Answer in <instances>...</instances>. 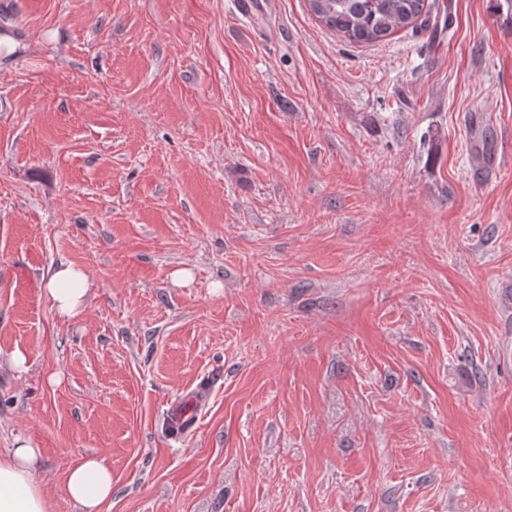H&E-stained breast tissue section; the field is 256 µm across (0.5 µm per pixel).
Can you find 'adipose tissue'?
<instances>
[{
    "label": "adipose tissue",
    "mask_w": 512,
    "mask_h": 512,
    "mask_svg": "<svg viewBox=\"0 0 512 512\" xmlns=\"http://www.w3.org/2000/svg\"><path fill=\"white\" fill-rule=\"evenodd\" d=\"M90 290L86 273L70 263L52 268L43 288L55 315L65 320L83 313ZM40 458L39 448L23 437L0 456V512H49V502L33 477ZM65 490L80 512H104L112 499V470L98 457L80 459L67 471Z\"/></svg>",
    "instance_id": "ef3b65f1"
}]
</instances>
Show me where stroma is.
<instances>
[{
	"label": "stroma",
	"instance_id": "stroma-1",
	"mask_svg": "<svg viewBox=\"0 0 512 512\" xmlns=\"http://www.w3.org/2000/svg\"><path fill=\"white\" fill-rule=\"evenodd\" d=\"M431 2L450 37L362 46L307 0L0 4V455L50 512L87 455L109 512H512V0ZM91 282L86 273L73 264L60 263L52 268L44 281V294L55 315L72 320L80 316L86 306Z\"/></svg>",
	"mask_w": 512,
	"mask_h": 512
}]
</instances>
